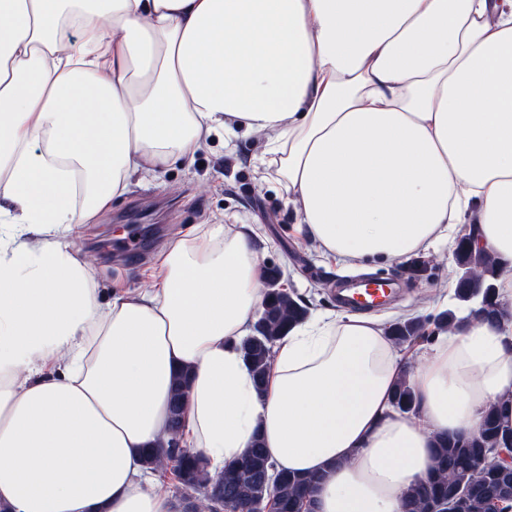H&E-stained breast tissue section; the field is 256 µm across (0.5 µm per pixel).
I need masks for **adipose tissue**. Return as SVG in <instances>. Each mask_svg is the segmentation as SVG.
I'll use <instances>...</instances> for the list:
<instances>
[{"mask_svg":"<svg viewBox=\"0 0 512 512\" xmlns=\"http://www.w3.org/2000/svg\"><path fill=\"white\" fill-rule=\"evenodd\" d=\"M215 135L262 136L285 206L350 264L447 244L475 212L511 271L504 316L470 312L414 371L377 317H310L260 397L236 349L264 296L252 225L191 226L152 287L99 302L78 226ZM183 367L184 445L217 473L262 436L316 479L312 512H406L436 437L512 399V0H0V505L173 512L141 452ZM393 403L402 413H412L416 410V398L406 378L401 379L393 391Z\"/></svg>","mask_w":512,"mask_h":512,"instance_id":"obj_1","label":"adipose tissue"}]
</instances>
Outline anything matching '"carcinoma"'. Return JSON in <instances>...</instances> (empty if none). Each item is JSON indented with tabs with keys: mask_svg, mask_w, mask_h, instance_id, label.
Returning a JSON list of instances; mask_svg holds the SVG:
<instances>
[{
	"mask_svg": "<svg viewBox=\"0 0 512 512\" xmlns=\"http://www.w3.org/2000/svg\"><path fill=\"white\" fill-rule=\"evenodd\" d=\"M459 267L470 278L459 282L456 299L461 304L475 297L482 298L483 313L492 321L499 315L494 301L497 282L505 270L497 257L473 247L462 239L455 253ZM309 303L281 284L275 268L266 272L265 298L247 337L242 352L257 391H262L273 363V349L282 336L295 324L307 318ZM435 325L442 331H458L464 327L451 312L439 316ZM426 322L405 318L389 328L391 340L411 344L425 338ZM190 382V371L180 370L174 379L169 402V419L165 437L159 449L147 450L142 465L163 476L173 474L181 488V496L193 499L194 512H211L213 502L223 506L240 505L247 512H264L272 502L276 512H304L316 482L295 472L275 471L263 442L255 440L246 453L213 474L205 457L189 448H174L184 416V402ZM393 403L402 413L416 410V398L407 379H401L393 391ZM512 441V424L503 421V407L491 405L476 436H446L438 439L433 464L428 477L411 490L408 512H432L433 501L446 500L459 490L467 494L458 502V512H493L487 492L503 483L512 485V470H504L493 457V449L505 448Z\"/></svg>",
	"mask_w": 512,
	"mask_h": 512,
	"instance_id": "obj_1",
	"label": "carcinoma"
}]
</instances>
